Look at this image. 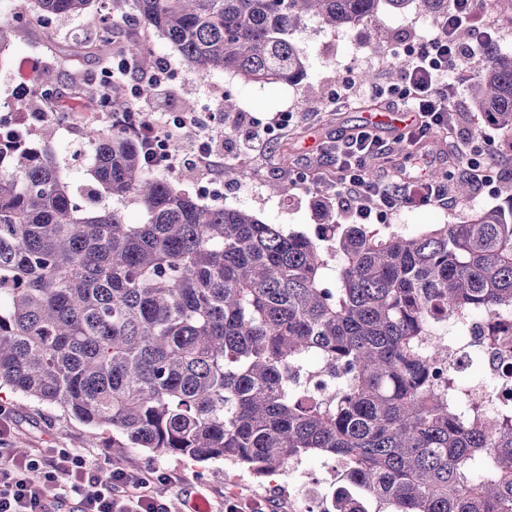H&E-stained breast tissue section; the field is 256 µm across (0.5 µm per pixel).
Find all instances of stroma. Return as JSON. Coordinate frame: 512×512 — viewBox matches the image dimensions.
<instances>
[{"mask_svg":"<svg viewBox=\"0 0 512 512\" xmlns=\"http://www.w3.org/2000/svg\"><path fill=\"white\" fill-rule=\"evenodd\" d=\"M378 23L390 32L394 45L399 46L426 37L431 18L421 0H411L402 12L382 13ZM97 29V19L91 14L57 19L51 30L28 20L20 24L9 47L0 51V103L12 101L18 83L38 84L45 72L52 73L59 87L94 74L101 63L96 51ZM293 38L308 62L307 75L298 86L250 82L231 72H216L201 81L188 73L178 52L162 36H155L154 51L175 67L173 104L190 99L197 102L199 109L215 110L229 91L235 96L238 111L264 129V148L254 155L249 166L237 163L239 138L225 140L224 161L237 164L239 177L236 182H224L221 194H207L201 184L180 176L174 179L176 187L189 191L202 204L243 209L265 223L313 237L322 222L318 203L333 206L337 223L360 221L354 206L338 195L334 174L318 168L317 158L325 140L365 126L368 114L389 112L388 103L374 98L372 86L359 84L358 79L361 70L369 66L376 73L378 83H387L391 63L389 57L380 55L372 44L365 42L364 29L360 26L331 31L311 19L294 31ZM482 66V57L471 58L457 77L458 127L465 135L482 131L492 143L495 164L504 170V177L472 192L467 201L449 207L402 204L384 219H367L368 227L383 233L395 229L412 234L431 224H457L473 211L503 204L512 192V143L497 127L481 122L466 93ZM349 82L358 85L355 101L347 107H336L331 102L332 93ZM287 108L293 111V121L282 130L276 124L277 115ZM82 116V111H74L66 129L40 128L35 132L36 138L53 147L58 161L70 170L74 189L81 192L90 184L89 170L93 164V155L79 134ZM376 130L392 153L404 161L401 171L395 172V179H408L434 169L452 171L457 179L467 177L464 165L455 164L448 150L447 131L434 132L425 148L409 151L403 139L405 127L382 123ZM296 172L307 173V182H292L291 176ZM270 180L287 184V193L281 196L252 193L254 182ZM0 407L6 411L4 430L11 448H68L93 453L118 465L163 472L165 478L156 482L155 488L167 506L177 508L178 512H190L197 499L205 502L206 512H225L228 505L241 502L257 506L260 512H298L301 501L296 483L299 479L325 488L335 476L333 469L313 459L304 460L291 472L259 476L242 465L221 460L196 462L147 448H127L116 455L112 452L111 432L87 425L59 406L25 404L19 394L4 388L0 390Z\"/></svg>","mask_w":512,"mask_h":512,"instance_id":"1","label":"stroma"}]
</instances>
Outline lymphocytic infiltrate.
<instances>
[{
    "label": "lymphocytic infiltrate",
    "mask_w": 512,
    "mask_h": 512,
    "mask_svg": "<svg viewBox=\"0 0 512 512\" xmlns=\"http://www.w3.org/2000/svg\"><path fill=\"white\" fill-rule=\"evenodd\" d=\"M483 20L479 0H454L448 14L437 21L435 33L410 46L411 59L399 82L375 87L376 95L387 97L398 109L418 114L419 121L408 131V139L418 141L440 129H456V86L449 83L448 73L471 59L475 50L460 45L454 32L463 26L474 27L481 40H489ZM117 73L122 76L118 82L126 96L136 106V131L153 169L174 175L189 171L201 180L223 176L222 131L229 125H247L245 116L231 118L214 112L205 117L174 111L168 94L173 68L168 62L141 72L120 49L112 55L101 81L103 89L111 88ZM144 83L155 87L152 99H140L138 91ZM178 137L186 141L187 149L174 155L168 143ZM387 151V144L367 128L336 139L322 151L336 171L338 194L354 203L357 212L384 215L406 200L447 206L448 182L411 180L399 187L387 179L369 178L364 157ZM58 482L65 493L76 497L80 512H167L150 472L101 462L65 448H36L19 456L7 448L0 434V512H61L44 494L45 484Z\"/></svg>",
    "instance_id": "obj_1"
}]
</instances>
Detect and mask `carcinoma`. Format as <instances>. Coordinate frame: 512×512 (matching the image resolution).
Returning a JSON list of instances; mask_svg holds the SVG:
<instances>
[{"instance_id":"carcinoma-1","label":"carcinoma","mask_w":512,"mask_h":512,"mask_svg":"<svg viewBox=\"0 0 512 512\" xmlns=\"http://www.w3.org/2000/svg\"><path fill=\"white\" fill-rule=\"evenodd\" d=\"M99 0H35L44 18ZM98 15L99 49L130 19L204 80L232 71L299 84L291 38L308 19L368 25L408 0H129ZM439 20L452 0H422ZM468 92L512 138V54L483 46ZM132 66L156 60L133 41ZM112 93L105 111L129 113ZM95 200L54 151L0 139V385L112 431V450L224 460L256 474L333 459L324 512H512V412L467 405L445 384L437 322L512 312V195L460 224L381 234L337 224L285 232L209 207L147 163L134 132L86 121ZM140 218H126V206ZM509 332L491 322L484 342ZM328 390L302 384L311 364Z\"/></svg>"}]
</instances>
